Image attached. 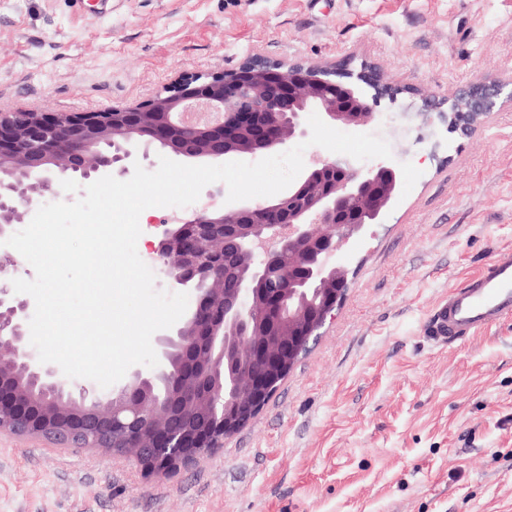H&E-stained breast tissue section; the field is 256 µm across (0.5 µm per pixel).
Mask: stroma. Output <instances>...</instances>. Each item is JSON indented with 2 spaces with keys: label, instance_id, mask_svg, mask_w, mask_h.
<instances>
[{
  "label": "stroma",
  "instance_id": "stroma-1",
  "mask_svg": "<svg viewBox=\"0 0 512 512\" xmlns=\"http://www.w3.org/2000/svg\"><path fill=\"white\" fill-rule=\"evenodd\" d=\"M273 60L376 66L400 190L341 255L347 290L260 412L165 478L0 433V512H512V319L445 347L449 289L512 252V0H0V111L95 112ZM504 88L469 132L423 96Z\"/></svg>",
  "mask_w": 512,
  "mask_h": 512
}]
</instances>
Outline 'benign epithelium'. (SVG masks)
Returning <instances> with one entry per match:
<instances>
[{"instance_id": "1", "label": "benign epithelium", "mask_w": 512, "mask_h": 512, "mask_svg": "<svg viewBox=\"0 0 512 512\" xmlns=\"http://www.w3.org/2000/svg\"><path fill=\"white\" fill-rule=\"evenodd\" d=\"M374 90L372 101L359 84ZM399 88L371 65L285 62L249 57L233 69L178 77L148 101L97 112L0 113V237L24 223L38 198L56 195L49 177L23 186L20 175L51 169L97 180L129 173V145L157 144L177 157L222 160L270 153L305 135L316 111L334 127L376 120L373 102ZM500 87L479 85L451 104L467 132L491 111ZM191 104L222 114L206 125L177 121ZM399 182L383 160L362 170L345 156L319 159L288 189L261 202L205 205L165 224L153 253L173 288L194 296L182 325L157 338L158 365L137 366L131 383L108 392L76 384L39 361L30 346L29 300L6 275L19 261L0 256V432L40 436L131 456L166 477L253 419L332 317L345 294L338 254L388 207ZM302 254L284 269V252ZM249 255L248 279L228 293L224 263Z\"/></svg>"}]
</instances>
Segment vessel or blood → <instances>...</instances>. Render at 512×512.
Wrapping results in <instances>:
<instances>
[{"instance_id": "vessel-or-blood-1", "label": "vessel or blood", "mask_w": 512, "mask_h": 512, "mask_svg": "<svg viewBox=\"0 0 512 512\" xmlns=\"http://www.w3.org/2000/svg\"><path fill=\"white\" fill-rule=\"evenodd\" d=\"M512 318V254L487 261L477 273L437 302L428 324L430 340L463 341Z\"/></svg>"}]
</instances>
